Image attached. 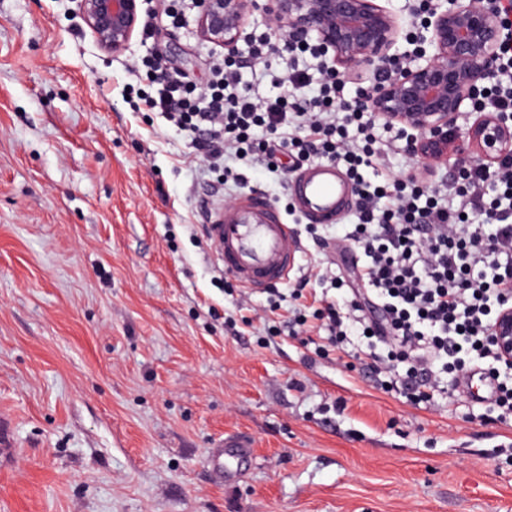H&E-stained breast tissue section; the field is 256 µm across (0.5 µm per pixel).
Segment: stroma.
<instances>
[{
  "mask_svg": "<svg viewBox=\"0 0 512 512\" xmlns=\"http://www.w3.org/2000/svg\"><path fill=\"white\" fill-rule=\"evenodd\" d=\"M195 16L112 56L73 0H0V512H512V430L458 373L415 405L373 381L359 333L330 344L319 309L368 284L318 239L353 216L296 221L298 267L277 294L225 274L206 224L253 192L288 215L291 174L237 161L249 184L221 185L139 107L148 58L208 80L220 50ZM270 30L254 12L235 53L262 94L248 45ZM375 132L383 178L417 168L395 127ZM335 269L343 284L297 290ZM235 434L253 458L215 482L204 456Z\"/></svg>",
  "mask_w": 512,
  "mask_h": 512,
  "instance_id": "obj_1",
  "label": "stroma"
}]
</instances>
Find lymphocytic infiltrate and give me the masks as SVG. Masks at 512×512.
Masks as SVG:
<instances>
[{
  "label": "lymphocytic infiltrate",
  "mask_w": 512,
  "mask_h": 512,
  "mask_svg": "<svg viewBox=\"0 0 512 512\" xmlns=\"http://www.w3.org/2000/svg\"><path fill=\"white\" fill-rule=\"evenodd\" d=\"M305 55L322 70L321 81L300 68ZM277 66L273 96L243 87L235 62L219 56L206 85L167 78L143 104L185 132L209 167L237 184L246 178L229 167L232 158L267 167L288 156L342 163L354 186L357 219L347 239L367 259L363 275L381 311L366 345L372 373L407 363L405 374L388 375L387 388L418 403L434 395L436 366L461 371L486 361L488 377L497 382L499 418L511 421L512 387L498 381L489 330L502 306L512 305V162L492 171L462 166L453 180L461 200L456 207L439 190L413 182L371 183L365 171L379 163L382 146L365 108L339 103L326 57L292 39ZM478 213L495 215V224L467 223Z\"/></svg>",
  "instance_id": "1"
}]
</instances>
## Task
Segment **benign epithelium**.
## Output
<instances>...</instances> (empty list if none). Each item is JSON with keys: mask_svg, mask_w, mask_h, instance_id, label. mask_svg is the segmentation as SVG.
I'll list each match as a JSON object with an SVG mask.
<instances>
[{"mask_svg": "<svg viewBox=\"0 0 512 512\" xmlns=\"http://www.w3.org/2000/svg\"><path fill=\"white\" fill-rule=\"evenodd\" d=\"M78 13L98 47L118 56L129 47L146 0H76ZM200 38L231 56L256 0H195ZM274 47L291 35L311 33L333 64L372 71L363 93L375 119L415 132L409 148L426 166L452 155L494 168L512 160V115L480 112L458 125L466 104L490 90L504 43L505 21L486 0H437L424 21L418 48L399 52V17L379 0H267ZM499 356L512 364V306H504L492 329Z\"/></svg>", "mask_w": 512, "mask_h": 512, "instance_id": "7a95c632", "label": "benign epithelium"}]
</instances>
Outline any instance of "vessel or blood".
I'll return each mask as SVG.
<instances>
[{
    "mask_svg": "<svg viewBox=\"0 0 512 512\" xmlns=\"http://www.w3.org/2000/svg\"><path fill=\"white\" fill-rule=\"evenodd\" d=\"M289 196L295 214L316 225L338 223L353 203L350 179L332 162L314 163L299 171L290 181ZM207 232L225 273L241 287L257 291L277 287L297 267L298 235L262 194L233 202L224 212L223 223L209 224ZM250 453L246 439H228L209 449L204 465L220 480Z\"/></svg>",
    "mask_w": 512,
    "mask_h": 512,
    "instance_id": "vessel-or-blood-1",
    "label": "vessel or blood"
}]
</instances>
